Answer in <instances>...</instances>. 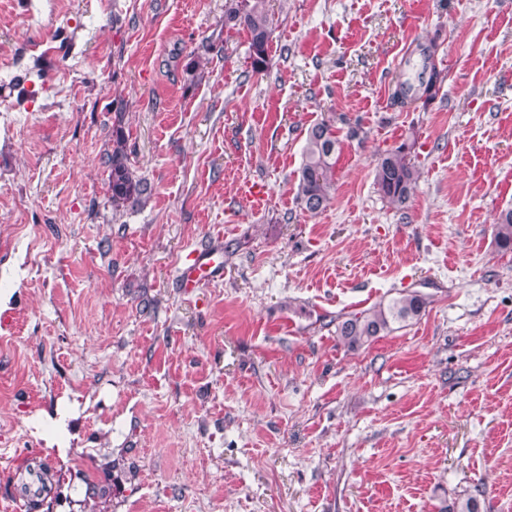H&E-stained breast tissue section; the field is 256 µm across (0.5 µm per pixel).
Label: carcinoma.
Wrapping results in <instances>:
<instances>
[{"label": "carcinoma", "instance_id": "carcinoma-1", "mask_svg": "<svg viewBox=\"0 0 512 512\" xmlns=\"http://www.w3.org/2000/svg\"><path fill=\"white\" fill-rule=\"evenodd\" d=\"M225 19L247 31L252 68L256 72L262 71L274 31L267 0H227ZM441 82V73L434 67L421 73L419 89L424 100L433 97ZM126 143L122 126L113 128L112 153L108 155L107 162L112 203L117 207L131 200L138 201L148 192L147 181L136 176L131 167ZM339 146L336 131L326 122L312 126L307 133L298 171L296 201L301 210L311 215L324 211L333 199V172ZM410 150L409 144L402 143L379 155L376 160L375 185L382 198L395 208L406 205L421 176L409 158ZM493 235L501 250L512 249L511 207L499 213ZM426 305V298L419 292L407 291L387 302L380 301L368 309L344 316L337 324L336 333L345 346L360 348L391 331L392 324L420 317ZM441 512H480V504L477 498L469 496L444 505Z\"/></svg>", "mask_w": 512, "mask_h": 512}]
</instances>
